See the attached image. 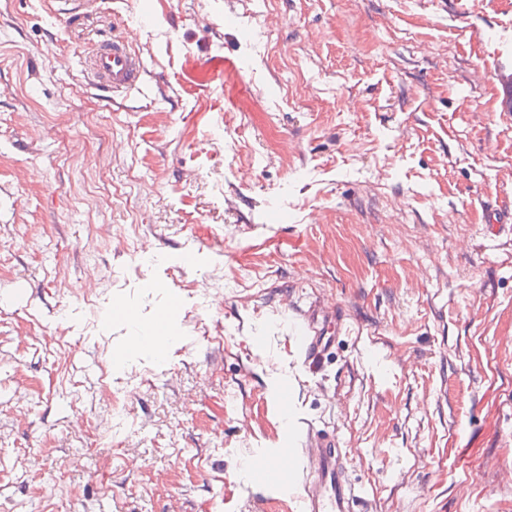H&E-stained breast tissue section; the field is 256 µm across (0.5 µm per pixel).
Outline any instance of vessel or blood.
Wrapping results in <instances>:
<instances>
[{
	"label": "vessel or blood",
	"mask_w": 512,
	"mask_h": 512,
	"mask_svg": "<svg viewBox=\"0 0 512 512\" xmlns=\"http://www.w3.org/2000/svg\"><path fill=\"white\" fill-rule=\"evenodd\" d=\"M86 74L94 85L117 94L138 88L145 71L144 61L133 47L132 33L118 39L95 43L86 59ZM338 315L336 304L329 299L311 301L305 308L293 311L288 318V333L303 353V366L311 373L319 372L326 352L335 342ZM164 323L141 325L136 347L157 350L162 339L157 330ZM318 450L305 456L303 464L293 463L280 455L257 460L269 483L288 481L296 489L301 512H358V495L343 470V453L334 435L316 436Z\"/></svg>",
	"instance_id": "b4317fda"
}]
</instances>
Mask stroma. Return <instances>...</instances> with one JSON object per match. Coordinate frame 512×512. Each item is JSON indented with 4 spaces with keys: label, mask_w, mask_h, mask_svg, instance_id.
Returning a JSON list of instances; mask_svg holds the SVG:
<instances>
[{
    "label": "stroma",
    "mask_w": 512,
    "mask_h": 512,
    "mask_svg": "<svg viewBox=\"0 0 512 512\" xmlns=\"http://www.w3.org/2000/svg\"><path fill=\"white\" fill-rule=\"evenodd\" d=\"M510 85L512 0H0V512H297L245 462L309 427L362 512H512ZM319 297L311 375L274 314ZM132 28L117 40L103 39L95 42L86 57L87 71L93 85L103 87L112 94L125 93L138 88L145 71L144 61L133 48ZM163 324L164 318L159 316L153 323L141 325L139 329L140 336H135V346L148 351H152V349L159 351L162 346V339L160 336H156V332Z\"/></svg>",
    "instance_id": "obj_1"
}]
</instances>
